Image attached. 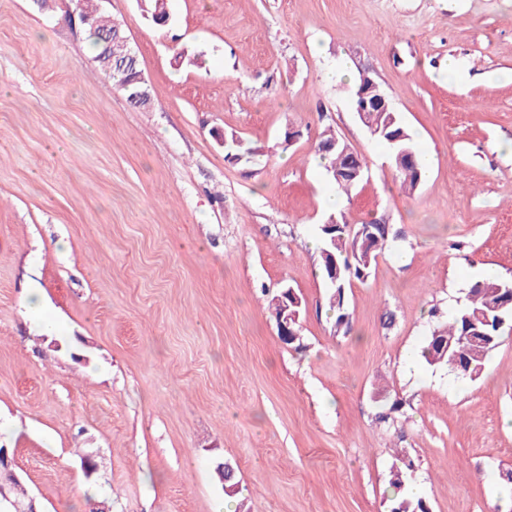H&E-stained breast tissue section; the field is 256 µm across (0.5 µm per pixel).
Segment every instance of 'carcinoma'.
I'll list each match as a JSON object with an SVG mask.
<instances>
[{"instance_id":"carcinoma-1","label":"carcinoma","mask_w":512,"mask_h":512,"mask_svg":"<svg viewBox=\"0 0 512 512\" xmlns=\"http://www.w3.org/2000/svg\"><path fill=\"white\" fill-rule=\"evenodd\" d=\"M99 0H80V12L90 18L89 35L96 47L94 61L98 69L131 98L141 72L138 58L128 41L112 36V19L104 15ZM364 126L377 131L375 138L388 149L389 158L401 187L415 192L422 180L423 155L416 147L397 112H367ZM336 142V135L322 134L318 152L327 160L326 169L344 164V144L325 152L323 147ZM332 226L320 225L319 243L321 273L329 291L330 309L336 312V331L348 332L349 313L345 309V290L354 280L368 278L378 255L400 238L401 233L384 220L350 225L331 214ZM512 330V280L498 278L473 282L462 295L455 297L453 310L446 322L439 324L428 337L422 350L427 365L446 367L456 378L475 381L485 371L488 357L499 346L506 331ZM216 473L224 482L228 495L238 493L233 467L220 462ZM415 466L405 456L397 457L389 471V485L401 492L393 500L391 512H431L423 497L409 491ZM10 501L0 504V512H13L12 503H27L29 495L15 481L8 488Z\"/></svg>"}]
</instances>
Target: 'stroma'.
Returning a JSON list of instances; mask_svg holds the SVG:
<instances>
[{
	"mask_svg": "<svg viewBox=\"0 0 512 512\" xmlns=\"http://www.w3.org/2000/svg\"><path fill=\"white\" fill-rule=\"evenodd\" d=\"M104 7L152 109L98 70L70 0H0V448L28 494L43 512H221L223 460L244 512H390L403 452L432 512H512L495 477L512 334L473 382L415 360L481 265L512 277V0H168L165 26L144 0ZM362 73L429 158L415 193L353 110ZM327 129L368 167L334 207ZM224 136L255 156L228 162ZM332 213L403 232L347 287L345 334L317 248ZM284 287L298 348L268 308ZM286 290H288V300L285 299V301L288 302L289 310L285 309L284 312L281 314L280 318L278 319V321L276 322L278 336L282 343H283L284 338H288V327L290 326L289 317L292 318L295 323H297L298 319H299L298 313H292L290 316H288V311H292V310L299 311L300 309L293 306L295 300L291 294L290 288H282L277 294H275L269 300V307L271 309V312L278 311L281 306H280V301H277L276 297H281V293ZM283 344H285V343H283Z\"/></svg>",
	"mask_w": 512,
	"mask_h": 512,
	"instance_id": "obj_1",
	"label": "stroma"
}]
</instances>
